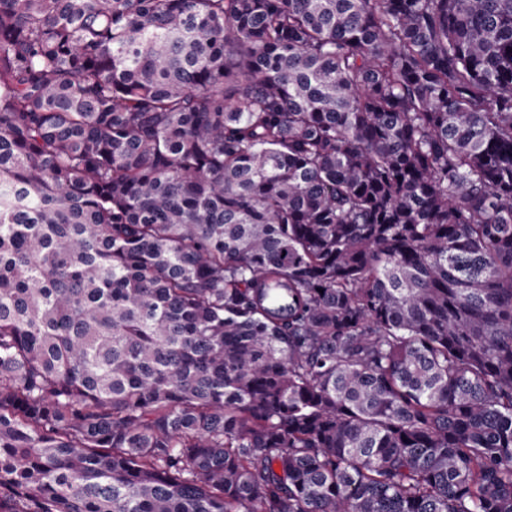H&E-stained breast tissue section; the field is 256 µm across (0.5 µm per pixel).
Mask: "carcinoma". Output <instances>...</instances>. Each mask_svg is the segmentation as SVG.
Returning a JSON list of instances; mask_svg holds the SVG:
<instances>
[{"label":"carcinoma","instance_id":"1","mask_svg":"<svg viewBox=\"0 0 512 512\" xmlns=\"http://www.w3.org/2000/svg\"><path fill=\"white\" fill-rule=\"evenodd\" d=\"M0 512H512V0H0Z\"/></svg>","mask_w":512,"mask_h":512}]
</instances>
